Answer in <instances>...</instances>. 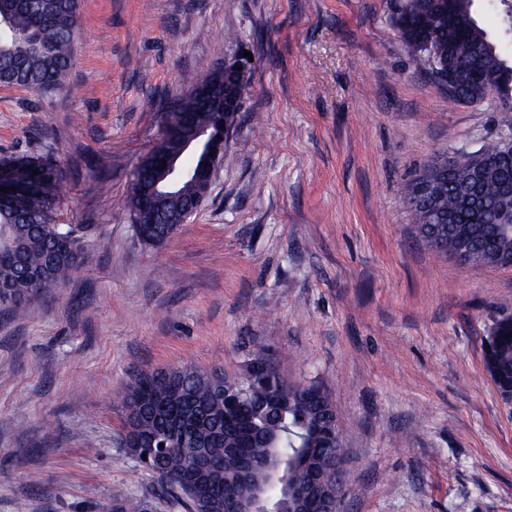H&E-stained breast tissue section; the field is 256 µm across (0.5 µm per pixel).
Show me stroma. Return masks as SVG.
Here are the masks:
<instances>
[{"mask_svg": "<svg viewBox=\"0 0 512 512\" xmlns=\"http://www.w3.org/2000/svg\"><path fill=\"white\" fill-rule=\"evenodd\" d=\"M80 21L62 90L0 86V157L54 160L59 223L95 227L70 280L25 318L0 309V512H185L119 448L117 395L174 366L238 378L260 346L330 393L346 512H512V401L483 364L512 268L429 248L401 192L511 133L512 104L449 101L385 0H81ZM242 50L232 160L145 245L123 198L161 106Z\"/></svg>", "mask_w": 512, "mask_h": 512, "instance_id": "35a3bbf8", "label": "stroma"}]
</instances>
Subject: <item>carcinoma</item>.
Wrapping results in <instances>:
<instances>
[{"label": "carcinoma", "instance_id": "cac0c4a2", "mask_svg": "<svg viewBox=\"0 0 512 512\" xmlns=\"http://www.w3.org/2000/svg\"><path fill=\"white\" fill-rule=\"evenodd\" d=\"M474 0H389L394 29L408 54L437 82L453 81L455 101L476 105L493 94H512V56L475 19ZM78 0H0V85L26 89L40 99L62 88L69 75L74 43L82 36ZM208 91L190 88L165 113V131L142 159L128 184L124 204L131 218L150 207L154 223L136 224L145 244L158 247L177 230L174 221L192 205L199 184V157L186 151L194 125L208 119L223 80L205 75ZM6 190L0 196V290L10 298L0 306L25 313L31 300L69 279L91 256L86 227L58 224L55 210L64 198L57 164L38 153L0 159ZM423 175L437 184L427 200L418 196V179L406 182L419 239L449 254L471 248V264L512 267V154L498 142L479 152L434 163ZM456 223L442 224L448 212ZM484 349L487 374L502 396L512 397V314L494 322ZM276 358L264 349L243 365V377L191 367L140 373L121 399L124 453L154 468L164 462L162 485L188 512H229L224 494V449L245 445L288 476L319 473L336 461L338 420L330 394L312 382H290L265 368ZM207 449L211 470L186 483L190 461ZM262 484L278 512L293 502L283 486L261 469L237 486L248 497Z\"/></svg>", "mask_w": 512, "mask_h": 512}]
</instances>
